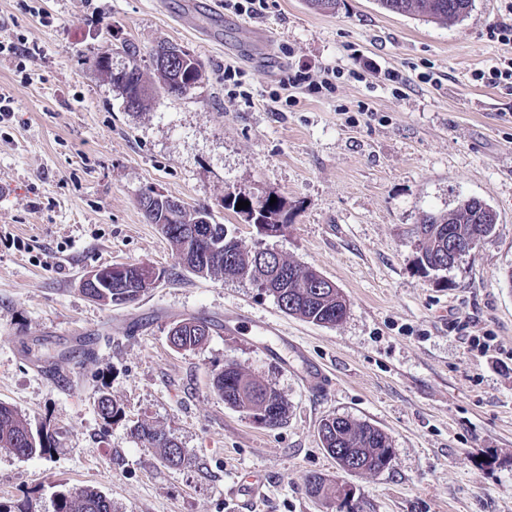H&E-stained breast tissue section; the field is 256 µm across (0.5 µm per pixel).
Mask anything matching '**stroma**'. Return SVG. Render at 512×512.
Masks as SVG:
<instances>
[{"label": "stroma", "mask_w": 512, "mask_h": 512, "mask_svg": "<svg viewBox=\"0 0 512 512\" xmlns=\"http://www.w3.org/2000/svg\"><path fill=\"white\" fill-rule=\"evenodd\" d=\"M512 0H474L441 25L388 13L375 0H272L253 22L211 0H0V38L39 47L0 56V401L51 438L23 459L0 451V512H54L56 491L93 488L112 512H339L309 476L350 484L366 512H512V91L475 81L512 48L487 41ZM188 47L206 77L187 96L130 111L85 58L127 66L125 44L154 80L151 50ZM408 73L401 91L348 76L350 50ZM341 67L335 93L296 90L298 64ZM243 71L250 104H230L224 68ZM433 72L425 80L424 72ZM204 207L246 249L256 243L332 280L345 318L320 326L284 313L249 281L188 273L139 204L146 190ZM279 198L288 226L259 238L224 208L229 194ZM477 198L498 217L492 240L443 272L417 264L424 214ZM148 264L160 277L136 301L87 298L92 269ZM237 323L225 332L224 317ZM207 322L204 345L178 350L174 323ZM463 331L449 330L451 321ZM273 322L321 365L313 392L302 366L259 346ZM494 336L487 352L469 337ZM239 364L288 402L269 427L212 389ZM123 409L104 421L98 398ZM346 416L389 438V466L343 472L321 446V421ZM146 422L185 449L167 466L135 439ZM264 474L258 507L226 499L240 472Z\"/></svg>", "instance_id": "1"}]
</instances>
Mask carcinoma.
<instances>
[{"instance_id": "carcinoma-1", "label": "carcinoma", "mask_w": 512, "mask_h": 512, "mask_svg": "<svg viewBox=\"0 0 512 512\" xmlns=\"http://www.w3.org/2000/svg\"><path fill=\"white\" fill-rule=\"evenodd\" d=\"M378 5L391 13L427 18L443 24L465 18L473 7V0H377ZM90 60L96 70L120 93H129L136 100V109H141L156 92L170 97H181L193 89L203 78V66L193 57L169 70L165 66L155 68L158 87L148 88L145 96L139 95L143 76L138 65L121 70L112 69L108 56L92 55ZM260 207L264 218L270 224L278 223L281 214L280 203L270 204V198L250 199ZM205 214L212 221V228L205 244L186 240L181 225L188 224L199 214ZM153 224L160 225L163 234L175 248L184 255L185 249H196L208 256L207 261L195 265L190 273L200 277L224 276L229 278L241 271L249 272L248 281L255 287L272 295L283 311L299 316L317 325L334 326L344 315L346 301L336 288L315 285L302 277L296 265L286 262L287 268L274 271L273 268L257 261L256 252L247 251L237 237L226 232V227L214 222V216L205 208L192 210L183 208L171 212L166 204L156 200L153 208L146 212ZM493 210L483 201L470 198L460 202L446 214L427 213L416 227L418 238V264L425 271H439L453 264L448 253L450 242H468L476 230L487 238L494 234ZM147 286L140 281L115 280L112 287L97 293L104 306H121L137 300ZM194 318L179 321L182 336L181 349L190 350L202 345L207 336L190 327ZM213 388L224 399V403L244 410L254 416L262 413L275 415L283 422L288 417V403L271 386L263 384L248 374L236 363L224 365V369L213 377ZM99 413L104 421L110 422L122 417V409L112 398L101 401ZM131 434L140 441L159 449L160 457L169 466H181L186 453L174 439L154 429L145 422L131 428ZM319 437L322 447L336 459L339 467L351 465L363 471H381L391 460L392 448L388 437L377 427L360 423L348 417H327L322 420ZM50 437L33 428L28 419L9 404L0 402V449L20 458L40 456L50 447ZM309 491L316 497L340 500L346 495L343 483L330 485L319 475L308 479ZM55 512H112V501L94 490L83 489L60 491L56 494Z\"/></svg>"}]
</instances>
